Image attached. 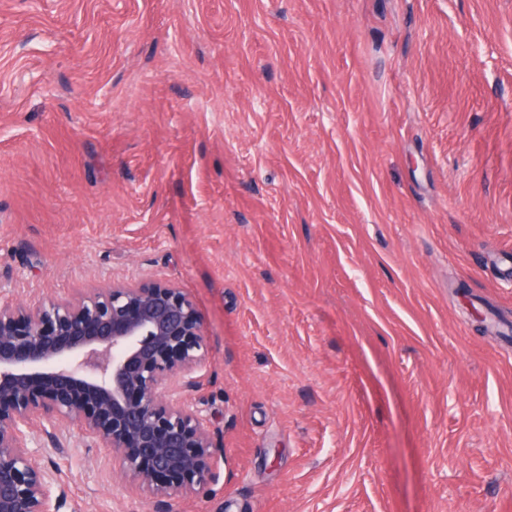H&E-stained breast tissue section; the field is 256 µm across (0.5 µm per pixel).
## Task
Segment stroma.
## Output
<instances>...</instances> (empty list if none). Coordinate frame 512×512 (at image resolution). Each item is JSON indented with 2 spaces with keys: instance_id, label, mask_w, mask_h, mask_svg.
<instances>
[{
  "instance_id": "stroma-1",
  "label": "stroma",
  "mask_w": 512,
  "mask_h": 512,
  "mask_svg": "<svg viewBox=\"0 0 512 512\" xmlns=\"http://www.w3.org/2000/svg\"><path fill=\"white\" fill-rule=\"evenodd\" d=\"M511 266L512 0H0V280L194 298L180 512H512Z\"/></svg>"
}]
</instances>
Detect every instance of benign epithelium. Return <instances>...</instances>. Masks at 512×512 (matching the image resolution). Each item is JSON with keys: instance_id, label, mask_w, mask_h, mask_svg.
Segmentation results:
<instances>
[{"instance_id": "7a95c632", "label": "benign epithelium", "mask_w": 512, "mask_h": 512, "mask_svg": "<svg viewBox=\"0 0 512 512\" xmlns=\"http://www.w3.org/2000/svg\"><path fill=\"white\" fill-rule=\"evenodd\" d=\"M207 336L183 288L157 280L19 303L0 290V512H61L66 488L34 454L85 447L149 496L152 512L210 490L224 452L191 398Z\"/></svg>"}]
</instances>
